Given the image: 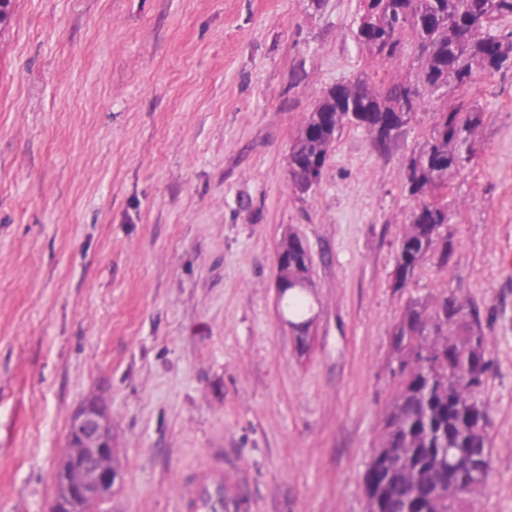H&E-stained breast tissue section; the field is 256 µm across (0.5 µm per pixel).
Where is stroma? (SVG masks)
Returning a JSON list of instances; mask_svg holds the SVG:
<instances>
[{
  "instance_id": "stroma-1",
  "label": "stroma",
  "mask_w": 512,
  "mask_h": 512,
  "mask_svg": "<svg viewBox=\"0 0 512 512\" xmlns=\"http://www.w3.org/2000/svg\"><path fill=\"white\" fill-rule=\"evenodd\" d=\"M359 0H11L0 22V512H51L70 414L104 398L119 478L101 512H180L214 448L248 512H366L408 301L478 313L492 471L512 512V71L478 77L473 157L448 177V269L393 285L407 159L336 140L317 190L287 158L320 91L405 80L353 36ZM312 257L314 322L279 316L275 250Z\"/></svg>"
}]
</instances>
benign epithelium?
<instances>
[{
  "label": "benign epithelium",
  "mask_w": 512,
  "mask_h": 512,
  "mask_svg": "<svg viewBox=\"0 0 512 512\" xmlns=\"http://www.w3.org/2000/svg\"><path fill=\"white\" fill-rule=\"evenodd\" d=\"M277 293L283 294V285L308 290L310 274H291L288 258L278 251L275 255ZM71 448L73 469L62 482L64 497L56 498L52 512H62L64 499L103 496L112 490L116 473L112 468V427L110 416L93 398L86 400L71 415L66 436Z\"/></svg>",
  "instance_id": "obj_1"
}]
</instances>
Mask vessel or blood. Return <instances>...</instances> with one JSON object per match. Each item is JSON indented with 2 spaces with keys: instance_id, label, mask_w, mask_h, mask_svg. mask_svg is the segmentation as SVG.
I'll use <instances>...</instances> for the list:
<instances>
[{
  "instance_id": "obj_1",
  "label": "vessel or blood",
  "mask_w": 512,
  "mask_h": 512,
  "mask_svg": "<svg viewBox=\"0 0 512 512\" xmlns=\"http://www.w3.org/2000/svg\"><path fill=\"white\" fill-rule=\"evenodd\" d=\"M219 497L233 512H245L247 508L246 501L226 478L223 456L215 452L194 472L183 506L187 512H210L211 501Z\"/></svg>"
}]
</instances>
